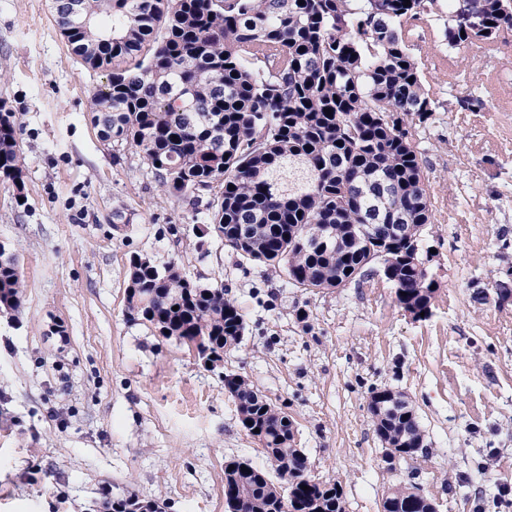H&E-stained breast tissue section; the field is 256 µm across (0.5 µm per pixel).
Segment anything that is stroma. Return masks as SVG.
<instances>
[{
	"label": "stroma",
	"instance_id": "1",
	"mask_svg": "<svg viewBox=\"0 0 512 512\" xmlns=\"http://www.w3.org/2000/svg\"><path fill=\"white\" fill-rule=\"evenodd\" d=\"M433 35L412 46L441 106L426 136L439 288L410 317L382 275L308 292L196 234L182 200L135 150L101 143L100 73L72 54L51 0H0V103L17 112L27 206L0 181V248L18 259L17 312L0 313V512H104L106 497L165 512H228L224 463L268 462L224 389L243 375L295 421L313 475L347 512H380L413 482L440 512H476L512 487V300L475 304L512 266V43L449 67ZM485 89L489 111L449 89ZM146 253L220 282L246 332L220 365L125 313L128 264ZM408 397L426 455L386 469L370 392Z\"/></svg>",
	"mask_w": 512,
	"mask_h": 512
}]
</instances>
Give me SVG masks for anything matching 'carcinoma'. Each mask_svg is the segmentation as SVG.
Here are the masks:
<instances>
[{
  "mask_svg": "<svg viewBox=\"0 0 512 512\" xmlns=\"http://www.w3.org/2000/svg\"><path fill=\"white\" fill-rule=\"evenodd\" d=\"M54 20L72 53L106 82L93 123L129 144L171 194L212 193L200 232L284 275L329 291L379 273L398 304L431 313L436 290L412 244L432 223L420 136L440 104L424 86L409 42L417 24L443 25L448 57L512 33V0H92L70 24ZM470 16L482 19L476 30ZM487 109L473 90L456 98ZM331 110L326 114L325 110ZM20 122L0 106V180L25 197ZM234 189H229V186ZM126 314L198 354L224 360L246 325L224 285L192 280L147 254L130 259ZM17 260L0 254V309L21 304ZM178 310H173V307ZM224 390L246 431L259 430L269 468L224 465V498L252 485L243 512H346L340 483H323L295 447L288 414L236 374ZM383 443L426 453L415 411L378 391ZM400 486L391 512H419Z\"/></svg>",
  "mask_w": 512,
  "mask_h": 512,
  "instance_id": "carcinoma-1",
  "label": "carcinoma"
}]
</instances>
